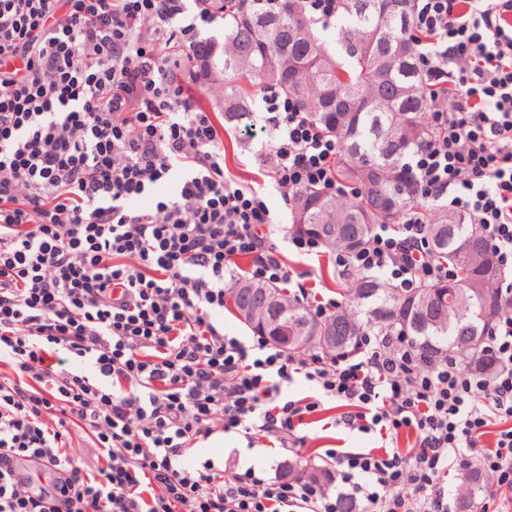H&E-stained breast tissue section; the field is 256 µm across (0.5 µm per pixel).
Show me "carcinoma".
Segmentation results:
<instances>
[{
    "instance_id": "1",
    "label": "carcinoma",
    "mask_w": 512,
    "mask_h": 512,
    "mask_svg": "<svg viewBox=\"0 0 512 512\" xmlns=\"http://www.w3.org/2000/svg\"><path fill=\"white\" fill-rule=\"evenodd\" d=\"M414 11L415 0H343L333 55L301 0H283L274 13L238 14L224 25L223 41L208 38L187 57L193 79L222 78L224 111L246 112L256 91H274L341 143L338 181L354 192H294L292 232L354 251L373 225L395 224L418 204L405 160L431 128L411 33ZM428 241L455 277L402 294L376 276H362L348 303L325 319L284 296L288 332L300 340L287 341L258 323L251 328L290 352L313 346L328 356L354 350L365 333L391 331L488 375L484 339L505 312L501 295L489 288L500 276L490 249L462 215L429 220Z\"/></svg>"
}]
</instances>
